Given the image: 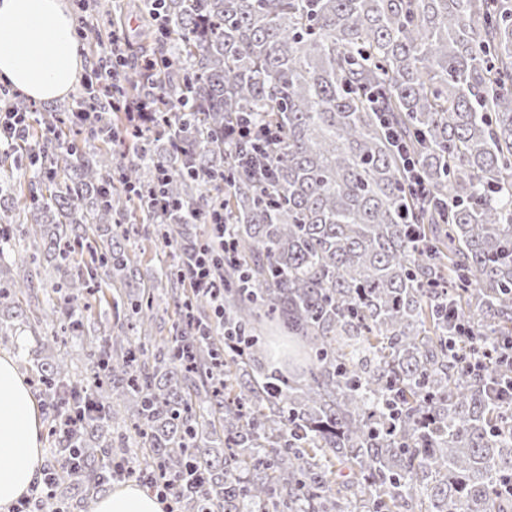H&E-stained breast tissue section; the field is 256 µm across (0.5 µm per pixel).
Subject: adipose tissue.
<instances>
[{
	"instance_id": "1",
	"label": "adipose tissue",
	"mask_w": 512,
	"mask_h": 512,
	"mask_svg": "<svg viewBox=\"0 0 512 512\" xmlns=\"http://www.w3.org/2000/svg\"><path fill=\"white\" fill-rule=\"evenodd\" d=\"M83 57L66 0H0V81L38 101L68 96ZM41 419L13 359L0 358V512L40 479ZM95 512H163L133 483L101 497Z\"/></svg>"
}]
</instances>
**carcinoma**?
Returning <instances> with one entry per match:
<instances>
[{
	"instance_id": "carcinoma-1",
	"label": "carcinoma",
	"mask_w": 512,
	"mask_h": 512,
	"mask_svg": "<svg viewBox=\"0 0 512 512\" xmlns=\"http://www.w3.org/2000/svg\"><path fill=\"white\" fill-rule=\"evenodd\" d=\"M145 58L116 83L164 98L128 154L85 151L121 129L97 85L28 112L24 253L0 263V339L37 315L27 360L54 420L55 491L92 512L112 476L178 485L177 512H512V406L459 356L455 323L512 335V0H159ZM407 144L430 197L415 198ZM244 116L251 139L224 134ZM271 125L269 140L260 127ZM167 177L157 183L158 173ZM171 206L159 208L152 190ZM0 175V211L19 206ZM224 207V239L195 225ZM142 239L174 249L138 293ZM209 245L213 294L186 286ZM58 281L47 291L41 263ZM108 280L102 340L87 296ZM178 318L151 335L161 304ZM92 335L73 380L59 335ZM79 450L71 468L69 450Z\"/></svg>"
}]
</instances>
